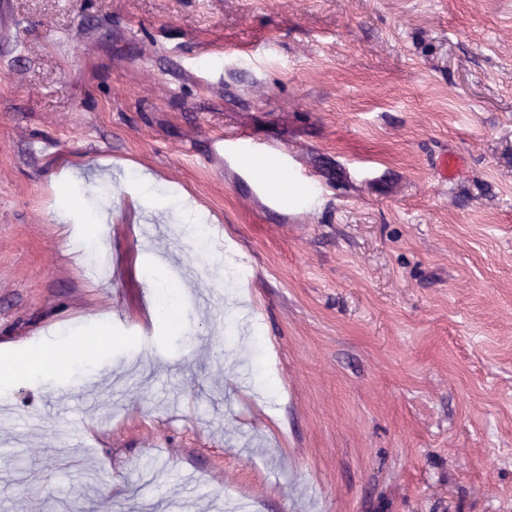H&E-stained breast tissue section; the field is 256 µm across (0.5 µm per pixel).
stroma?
Masks as SVG:
<instances>
[{
  "instance_id": "35a3bbf8",
  "label": "stroma",
  "mask_w": 512,
  "mask_h": 512,
  "mask_svg": "<svg viewBox=\"0 0 512 512\" xmlns=\"http://www.w3.org/2000/svg\"><path fill=\"white\" fill-rule=\"evenodd\" d=\"M10 14L0 358L66 364L0 391V512H512V0ZM227 133L288 149L311 182L271 197ZM139 170L165 212L124 182ZM160 257L208 294L171 331L141 275ZM101 313L111 347L70 357Z\"/></svg>"
}]
</instances>
